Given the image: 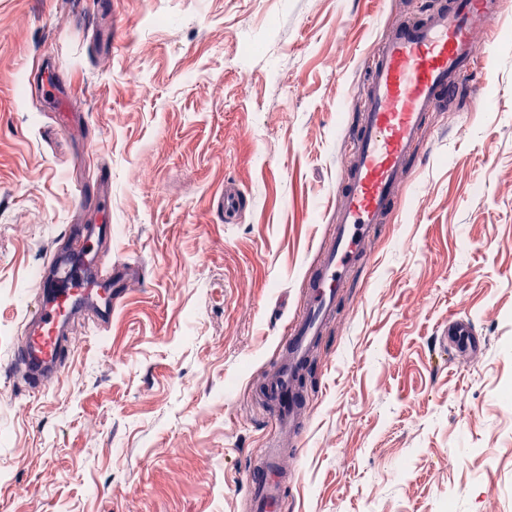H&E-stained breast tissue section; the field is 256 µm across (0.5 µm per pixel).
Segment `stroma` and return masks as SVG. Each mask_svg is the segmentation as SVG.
<instances>
[{"instance_id":"obj_1","label":"stroma","mask_w":512,"mask_h":512,"mask_svg":"<svg viewBox=\"0 0 512 512\" xmlns=\"http://www.w3.org/2000/svg\"><path fill=\"white\" fill-rule=\"evenodd\" d=\"M421 2L112 0L103 21L0 0V512H245L254 394L336 216L369 54ZM474 51L305 375L286 512H512V0ZM48 65L78 129L32 90ZM104 175L109 257L144 279L33 396L21 321ZM452 314L473 361L438 343Z\"/></svg>"}]
</instances>
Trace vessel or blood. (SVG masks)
Wrapping results in <instances>:
<instances>
[{"instance_id": "vessel-or-blood-1", "label": "vessel or blood", "mask_w": 512, "mask_h": 512, "mask_svg": "<svg viewBox=\"0 0 512 512\" xmlns=\"http://www.w3.org/2000/svg\"><path fill=\"white\" fill-rule=\"evenodd\" d=\"M500 12L499 0H431L421 17L391 28L370 56L365 105L353 129V154L338 183L340 204L331 235L307 274L303 299L279 342V357L263 391L273 432L268 449L248 477L249 512H281L289 475L282 469V443L296 433L300 396L297 378L308 353L336 316V299L349 274L365 257L367 241L397 207L402 175L420 147L430 112L455 96L474 62V39L487 33ZM41 84L64 120L65 96H54V67ZM111 224L70 229L63 248L42 267L35 288L36 311L22 324L13 351L25 389L42 392L58 381L74 350L75 323L90 319L107 327L138 269L104 267L101 246ZM443 342L471 359L482 339L463 317H449Z\"/></svg>"}]
</instances>
